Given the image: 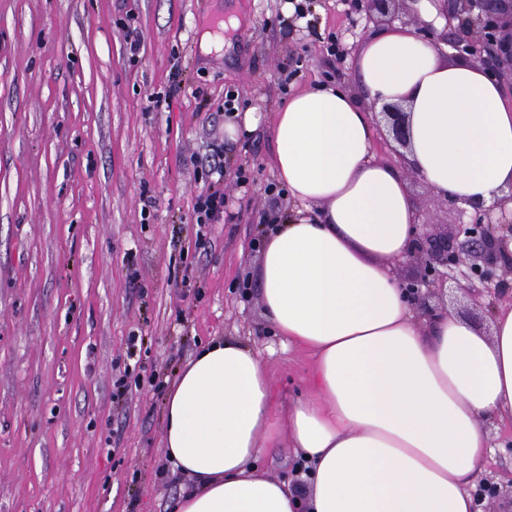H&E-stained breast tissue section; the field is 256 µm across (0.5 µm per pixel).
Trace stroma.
<instances>
[{
  "mask_svg": "<svg viewBox=\"0 0 512 512\" xmlns=\"http://www.w3.org/2000/svg\"><path fill=\"white\" fill-rule=\"evenodd\" d=\"M383 27L344 0H0V512H170L187 479L163 456L166 395L213 337L259 350L278 409L309 395L313 361L282 349L257 286L261 228L292 207L272 125L293 95L352 85ZM235 111L257 122L232 142ZM217 150L224 217L200 225ZM402 173L420 223L456 235ZM480 305L445 303L485 331L512 291ZM491 437L477 480L512 486V422Z\"/></svg>",
  "mask_w": 512,
  "mask_h": 512,
  "instance_id": "obj_1",
  "label": "stroma"
}]
</instances>
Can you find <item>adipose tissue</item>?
<instances>
[{"label":"adipose tissue","mask_w":512,"mask_h":512,"mask_svg":"<svg viewBox=\"0 0 512 512\" xmlns=\"http://www.w3.org/2000/svg\"><path fill=\"white\" fill-rule=\"evenodd\" d=\"M353 77L293 96L273 124L298 206L266 231L260 298L283 345L311 354L312 394L275 415L254 346L200 349L166 399L163 451L191 482L174 512H474L488 425L512 415V308L487 335L455 314L422 325L385 265L407 251L415 209L397 164L374 159L355 93L406 107L405 159L434 194L487 206L512 189V104L487 70L406 27L364 41ZM278 430L306 495L256 465Z\"/></svg>","instance_id":"adipose-tissue-1"}]
</instances>
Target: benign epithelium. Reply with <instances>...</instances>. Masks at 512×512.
Here are the masks:
<instances>
[{
	"label": "benign epithelium",
	"instance_id": "1",
	"mask_svg": "<svg viewBox=\"0 0 512 512\" xmlns=\"http://www.w3.org/2000/svg\"><path fill=\"white\" fill-rule=\"evenodd\" d=\"M352 10L385 14L394 0H347ZM443 16L447 20L441 42L452 50L451 56L480 65L499 80L512 85V0H444ZM389 134L404 146L407 144L406 114L397 105L383 107ZM453 196L447 204L459 215L472 209L470 221L460 223L458 238L438 236L421 229L414 234L406 258L419 264L415 278L400 281L412 306L430 316L426 294L440 291L448 282L468 283L471 300L481 291L498 288L504 269H512V253L487 220L489 209L479 202H466Z\"/></svg>",
	"mask_w": 512,
	"mask_h": 512
}]
</instances>
